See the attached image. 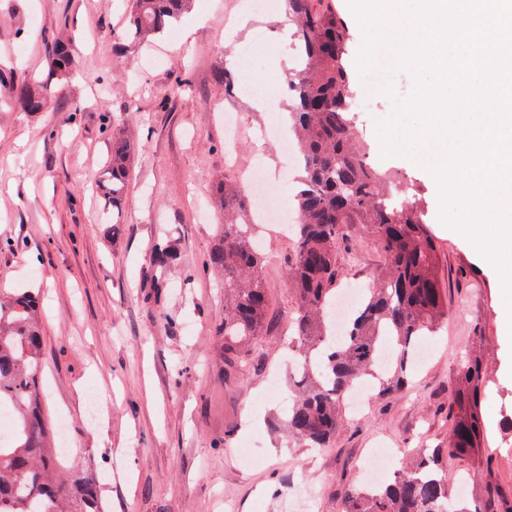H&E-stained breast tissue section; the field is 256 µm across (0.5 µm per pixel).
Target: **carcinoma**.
I'll list each match as a JSON object with an SVG mask.
<instances>
[{"mask_svg": "<svg viewBox=\"0 0 512 512\" xmlns=\"http://www.w3.org/2000/svg\"><path fill=\"white\" fill-rule=\"evenodd\" d=\"M130 26L124 40L141 43L164 32L187 11L191 0H129ZM302 65L288 79L294 100L290 112L305 176L294 196L296 224L288 275L295 286L292 349L303 357L302 390L288 408V434L311 448L329 447L343 422L341 404L355 381L373 371L383 341L392 340L394 375L382 382L392 395L404 383L408 353L448 319V300L439 277L438 245L412 200L410 189L394 198L393 173L365 160L367 146L353 126L355 95L346 64L350 39L345 20L334 8L319 10L314 0H285ZM73 65L70 43L56 40L48 77L15 74L9 99L26 112H43L52 82ZM110 165L104 196L119 210L128 188L134 143L125 130L107 121ZM216 204L224 209L217 241L205 266L224 277V354L240 366L255 361L256 345L269 329L268 297L262 276L265 256L248 224L247 194L218 180ZM357 224L380 245L384 267L363 299L348 331L334 338L329 312L342 276L337 245ZM180 260L173 240L153 246L151 264L164 270ZM40 297L26 288L0 297V405L10 403L19 422L11 444L0 447V512H101L97 486L68 483L59 472V454L41 407L43 337ZM488 386L482 360L465 364L450 406L448 447L469 456L486 436L480 412ZM346 512H482L456 507L439 452L416 451L376 490L354 486Z\"/></svg>", "mask_w": 512, "mask_h": 512, "instance_id": "carcinoma-1", "label": "carcinoma"}]
</instances>
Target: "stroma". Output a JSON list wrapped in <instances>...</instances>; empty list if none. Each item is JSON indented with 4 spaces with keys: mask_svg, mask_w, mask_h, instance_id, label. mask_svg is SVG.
Listing matches in <instances>:
<instances>
[{
    "mask_svg": "<svg viewBox=\"0 0 512 512\" xmlns=\"http://www.w3.org/2000/svg\"><path fill=\"white\" fill-rule=\"evenodd\" d=\"M283 9L253 13L244 0H192L176 33L116 53L129 24L126 0H0V87L17 70L48 75L49 41L73 46L75 63L56 81L44 112L0 101V291L41 297L44 414L65 423L71 446L61 464L74 481L96 483L105 512H282L311 485L320 512H343L359 484L366 449L448 447V405L461 367L480 358L489 395L481 403L487 443L467 459L447 455L449 481H469L467 504L512 506V331L500 275L472 243L440 219L432 173L403 156H383L374 121L391 99L352 72L356 128L370 163L418 186L424 221L440 243L448 320L428 337L396 395L370 396L345 412L330 448L305 447L285 419L296 392L288 337L296 306L288 277L292 241L264 236L263 278L272 330L259 367L230 368L224 339V283L205 267L221 217L217 179L245 180L262 162L280 182L287 160L271 132L287 112L280 89L257 81L293 63ZM235 76L225 94L212 70ZM240 126L226 147L225 112ZM130 123L136 153L119 216L96 182L109 157L107 122ZM174 239L181 262L149 297L151 246ZM340 287L373 285L379 244L351 226L338 247ZM108 401L90 420L87 395Z\"/></svg>",
    "mask_w": 512,
    "mask_h": 512,
    "instance_id": "1",
    "label": "stroma"
}]
</instances>
